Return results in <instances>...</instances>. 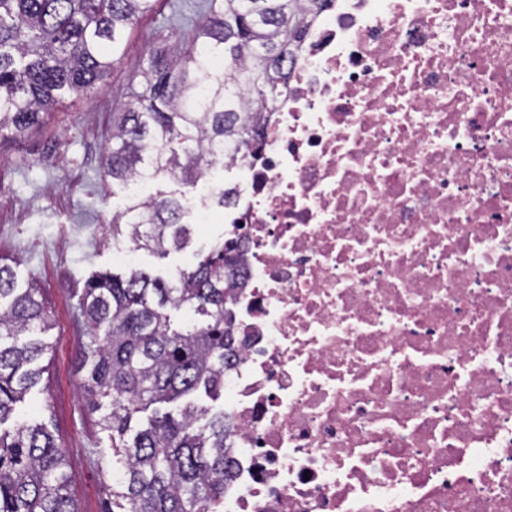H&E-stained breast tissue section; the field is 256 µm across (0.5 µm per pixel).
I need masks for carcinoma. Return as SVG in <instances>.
<instances>
[{
    "label": "carcinoma",
    "mask_w": 512,
    "mask_h": 512,
    "mask_svg": "<svg viewBox=\"0 0 512 512\" xmlns=\"http://www.w3.org/2000/svg\"><path fill=\"white\" fill-rule=\"evenodd\" d=\"M155 0H0V137L23 140L68 97L85 93L126 52ZM330 0H203L189 32L150 48L112 113L104 176L128 186L141 170L192 188L230 147L255 148L263 111L287 88L289 45ZM157 190L112 215V241L161 257L191 244L182 200ZM238 242L170 278L99 272L83 288L89 328L85 398L116 458L103 512H224V390L232 354L224 303L238 287ZM38 288L0 262V512H80L63 448L42 423L1 425L40 386L50 327ZM182 404L177 411L161 406ZM152 411L144 428L139 414Z\"/></svg>",
    "instance_id": "cac0c4a2"
}]
</instances>
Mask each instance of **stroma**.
<instances>
[{
    "label": "stroma",
    "mask_w": 512,
    "mask_h": 512,
    "mask_svg": "<svg viewBox=\"0 0 512 512\" xmlns=\"http://www.w3.org/2000/svg\"><path fill=\"white\" fill-rule=\"evenodd\" d=\"M170 11L171 0H158L103 80L22 141L0 140V260L13 267L20 285L39 288L51 319L46 390L33 392L16 414L44 423L62 444L81 512H102L112 471L110 441L95 425L79 369L88 339L80 310L84 283L92 272L123 270L102 241L128 199L107 186L102 163L112 114L126 100L136 62L166 39L162 21Z\"/></svg>",
    "instance_id": "35a3bbf8"
}]
</instances>
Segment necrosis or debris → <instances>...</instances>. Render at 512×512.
<instances>
[{
	"instance_id": "4bbe7bcc",
	"label": "necrosis or debris",
	"mask_w": 512,
	"mask_h": 512,
	"mask_svg": "<svg viewBox=\"0 0 512 512\" xmlns=\"http://www.w3.org/2000/svg\"><path fill=\"white\" fill-rule=\"evenodd\" d=\"M241 237L224 512H512V0H330Z\"/></svg>"
}]
</instances>
